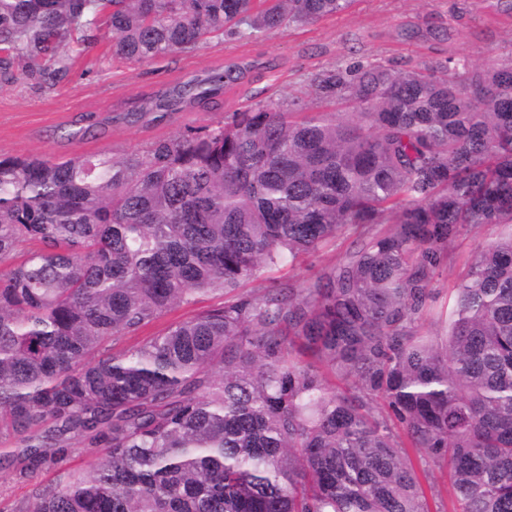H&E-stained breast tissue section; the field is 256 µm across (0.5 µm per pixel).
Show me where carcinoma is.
Masks as SVG:
<instances>
[{
    "instance_id": "carcinoma-1",
    "label": "carcinoma",
    "mask_w": 512,
    "mask_h": 512,
    "mask_svg": "<svg viewBox=\"0 0 512 512\" xmlns=\"http://www.w3.org/2000/svg\"><path fill=\"white\" fill-rule=\"evenodd\" d=\"M350 2L0 0V81H68L103 24L113 57L143 62ZM254 68L128 116L209 103ZM313 85L355 111L294 100L141 154L0 157V470L107 448L16 512H512V62ZM492 226L433 308L450 245ZM344 235L355 248L313 280L238 293ZM207 294L224 303L112 353ZM426 459L448 472L435 511Z\"/></svg>"
}]
</instances>
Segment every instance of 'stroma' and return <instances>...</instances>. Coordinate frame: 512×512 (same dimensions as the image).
<instances>
[{"label": "stroma", "instance_id": "1", "mask_svg": "<svg viewBox=\"0 0 512 512\" xmlns=\"http://www.w3.org/2000/svg\"><path fill=\"white\" fill-rule=\"evenodd\" d=\"M462 59L477 66L512 59V15L498 0H353L346 11L305 26L291 25L259 38L213 37L196 48L140 63L113 58L109 37L86 48L73 61L70 81L53 90L26 82L0 83V155L39 154L54 158L140 153L151 142L190 127L219 121L247 106L299 100L306 111L320 109L312 80L321 71L360 63H382L398 70L447 64ZM260 61L259 69L227 90L216 108L169 113L130 124L127 109L143 97L160 94L195 74L228 62ZM492 228L464 230L448 254V265L434 283L437 303L452 302L450 289L478 244ZM356 244L343 236L312 256L268 270L242 292L258 297L281 282L307 281L333 266ZM222 296L205 295L176 308L137 335L114 344L119 354L165 331L170 323L220 305ZM60 469H36L26 478L0 472V512H15L33 490L52 489Z\"/></svg>", "mask_w": 512, "mask_h": 512}]
</instances>
